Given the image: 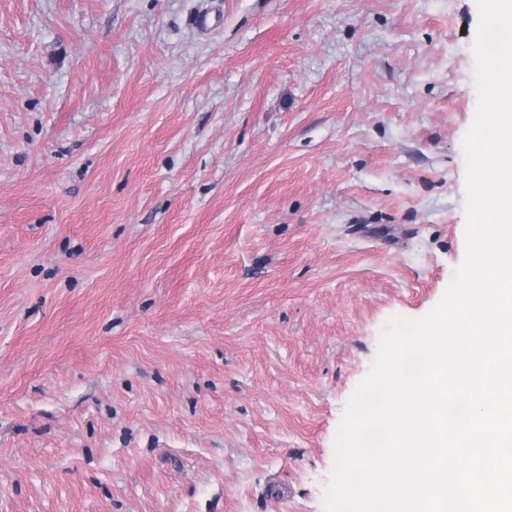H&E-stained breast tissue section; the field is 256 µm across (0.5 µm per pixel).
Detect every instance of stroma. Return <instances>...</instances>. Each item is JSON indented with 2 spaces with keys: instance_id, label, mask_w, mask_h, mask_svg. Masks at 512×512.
<instances>
[{
  "instance_id": "35a3bbf8",
  "label": "stroma",
  "mask_w": 512,
  "mask_h": 512,
  "mask_svg": "<svg viewBox=\"0 0 512 512\" xmlns=\"http://www.w3.org/2000/svg\"><path fill=\"white\" fill-rule=\"evenodd\" d=\"M477 0H0V512H325L467 255Z\"/></svg>"
}]
</instances>
